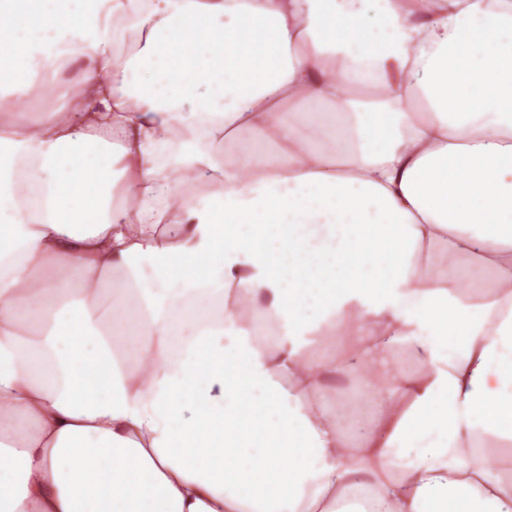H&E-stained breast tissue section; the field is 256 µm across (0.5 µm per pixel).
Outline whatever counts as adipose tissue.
<instances>
[{
  "mask_svg": "<svg viewBox=\"0 0 512 512\" xmlns=\"http://www.w3.org/2000/svg\"><path fill=\"white\" fill-rule=\"evenodd\" d=\"M33 2L0 512H512V0ZM29 112L35 117L42 118L50 112H63L65 110L64 102L59 97L44 99L39 94V88L34 86L28 94Z\"/></svg>",
  "mask_w": 512,
  "mask_h": 512,
  "instance_id": "ef3b65f1",
  "label": "adipose tissue"
}]
</instances>
